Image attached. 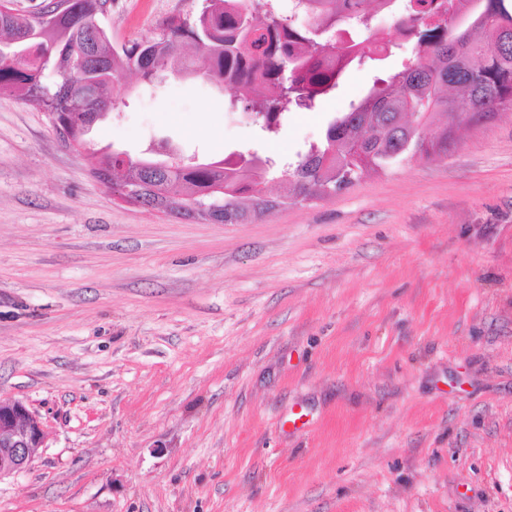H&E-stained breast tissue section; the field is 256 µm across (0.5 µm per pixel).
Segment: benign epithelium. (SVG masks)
I'll return each mask as SVG.
<instances>
[{"label": "benign epithelium", "mask_w": 512, "mask_h": 512, "mask_svg": "<svg viewBox=\"0 0 512 512\" xmlns=\"http://www.w3.org/2000/svg\"><path fill=\"white\" fill-rule=\"evenodd\" d=\"M53 124L64 131L71 142H82L93 123L72 124L56 112ZM46 433L41 420L22 402L0 401V480L25 470L40 456L45 447Z\"/></svg>", "instance_id": "obj_1"}]
</instances>
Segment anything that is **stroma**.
<instances>
[{"label": "stroma", "mask_w": 512, "mask_h": 512, "mask_svg": "<svg viewBox=\"0 0 512 512\" xmlns=\"http://www.w3.org/2000/svg\"><path fill=\"white\" fill-rule=\"evenodd\" d=\"M203 0H112L114 44ZM394 52L275 139L224 90L127 74L90 148L296 160ZM242 224L126 203L0 95V399L46 446L0 512H512V111ZM304 413L306 430L286 423Z\"/></svg>", "instance_id": "35a3bbf8"}]
</instances>
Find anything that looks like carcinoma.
I'll return each instance as SVG.
<instances>
[{
  "label": "carcinoma",
  "instance_id": "cac0c4a2",
  "mask_svg": "<svg viewBox=\"0 0 512 512\" xmlns=\"http://www.w3.org/2000/svg\"><path fill=\"white\" fill-rule=\"evenodd\" d=\"M26 16L0 10V94H17L47 112L77 122L112 108L115 79L135 73L154 83L162 73L193 75L232 91L225 111L241 108L260 127L277 131L291 108L313 109L335 92L345 72L390 51L389 36L373 25L378 13L396 15L399 33L412 41L402 69L374 81L368 93L333 122L319 145L294 165L245 168L224 158L198 166L184 156L181 173L150 171L145 157L106 160L112 189L148 183L161 187L156 209L177 202L211 203L224 186V223L237 224L277 205L263 198L269 175L280 173L285 200L302 203L345 189L369 172L409 157L448 152L461 127L512 110V0H296L293 11L252 0H204L191 32L170 19L150 39L113 45L97 29L107 0H70ZM195 43L193 54L180 51ZM89 49L91 69L73 66L58 75V55ZM95 90L90 100L84 85Z\"/></svg>",
  "mask_w": 512,
  "mask_h": 512
}]
</instances>
